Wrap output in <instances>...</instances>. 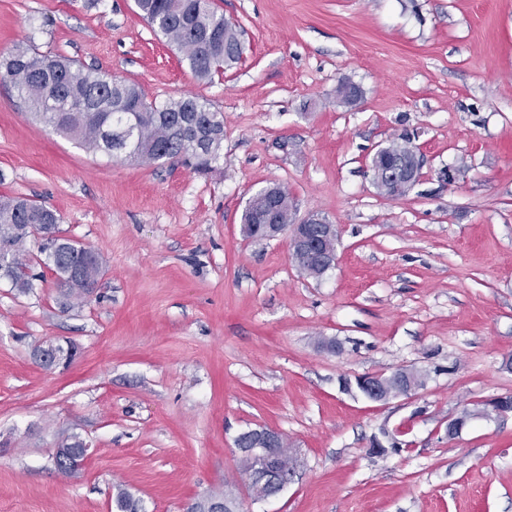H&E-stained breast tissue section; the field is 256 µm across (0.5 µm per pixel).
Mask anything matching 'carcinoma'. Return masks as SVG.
Masks as SVG:
<instances>
[{
    "label": "carcinoma",
    "mask_w": 512,
    "mask_h": 512,
    "mask_svg": "<svg viewBox=\"0 0 512 512\" xmlns=\"http://www.w3.org/2000/svg\"><path fill=\"white\" fill-rule=\"evenodd\" d=\"M135 3L151 28L183 53L189 70L199 80L211 79L244 54L240 34L213 7V0ZM0 83L13 86L45 127L117 161L151 165L175 159L202 173L211 170L222 155L224 116L193 96L153 102L133 82L24 46L0 59ZM377 180L384 194L402 196L410 189L384 171L377 174ZM58 224V215L42 203L0 196V280H7L19 294L33 288L32 257L26 243L37 234L41 236L42 263L55 272L59 298L69 309L87 301L84 291L98 284L103 262L96 256L83 267L81 279L71 281L69 267L58 262L56 251L92 253L94 249L59 235ZM241 224L246 237L264 238L257 209L243 210ZM45 230L58 236L45 238ZM113 506L116 512H139L138 501L122 487L116 489Z\"/></svg>",
    "instance_id": "cac0c4a2"
}]
</instances>
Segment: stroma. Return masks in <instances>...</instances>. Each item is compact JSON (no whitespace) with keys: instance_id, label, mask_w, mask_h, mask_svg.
I'll use <instances>...</instances> for the list:
<instances>
[{"instance_id":"obj_1","label":"stroma","mask_w":512,"mask_h":512,"mask_svg":"<svg viewBox=\"0 0 512 512\" xmlns=\"http://www.w3.org/2000/svg\"><path fill=\"white\" fill-rule=\"evenodd\" d=\"M214 4L245 52L201 81L134 0H0V54L23 42L224 115L198 175L89 152L0 84V195L49 206L103 259L98 297L68 310L41 264L28 294L0 281V512H113L119 486L142 512L218 491L237 512H512V412L487 411L512 395V0ZM403 136L421 175L390 198L370 160ZM272 182L294 221L335 224L321 279L286 237L243 236ZM46 340L77 354L42 368ZM400 367L422 386L359 393ZM261 428L301 461L268 500L235 446ZM68 435L89 446L72 477L53 464Z\"/></svg>"}]
</instances>
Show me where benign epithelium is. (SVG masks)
Returning <instances> with one entry per match:
<instances>
[{"instance_id": "1", "label": "benign epithelium", "mask_w": 512, "mask_h": 512, "mask_svg": "<svg viewBox=\"0 0 512 512\" xmlns=\"http://www.w3.org/2000/svg\"><path fill=\"white\" fill-rule=\"evenodd\" d=\"M396 171L409 184H414L419 178V160L412 155L410 160L398 163ZM279 192V185L272 184L259 189L247 201L262 197L268 203L264 216L267 221L269 238L289 235V250L291 255L314 260L328 271L336 265V254L325 253L321 241L336 235V227L326 218L312 214L298 224H282L276 215V210L269 207ZM36 359L41 366L53 368L70 360V353L61 346L52 343L40 345L36 349ZM358 389L366 399L374 402H384L388 396L382 392L380 378L367 376L357 382ZM282 434L267 429L256 435L247 444L238 448L240 462L248 484L255 492V498L268 499L282 492L297 477L300 462L289 449L280 447ZM183 512H231L229 502H214L206 496L199 497L194 502L184 505Z\"/></svg>"}]
</instances>
